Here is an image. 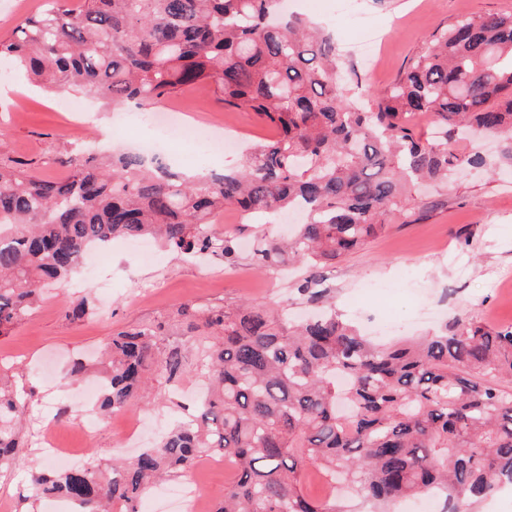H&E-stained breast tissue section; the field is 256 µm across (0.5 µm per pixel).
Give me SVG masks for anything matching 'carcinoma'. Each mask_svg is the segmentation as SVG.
<instances>
[{
  "label": "carcinoma",
  "mask_w": 512,
  "mask_h": 512,
  "mask_svg": "<svg viewBox=\"0 0 512 512\" xmlns=\"http://www.w3.org/2000/svg\"><path fill=\"white\" fill-rule=\"evenodd\" d=\"M282 0H45L0 39V62L47 87L106 106L148 110L209 82L224 108L246 109L276 130L239 167L191 177L137 152L69 159L70 175L38 178L0 161V333L30 315L42 289L68 278L118 238H160L184 254L235 264L236 240L216 231L224 209L252 219L295 206L291 239L263 232L253 258L265 270L305 266L297 293L315 309L246 301L184 309L201 332L200 373L211 391L198 415L111 469L95 464L31 475L30 498L67 499L77 512H138L148 481L183 477L204 453L236 476L215 512H357L303 488L314 467L346 483L377 512L396 498L434 494L445 512H479L512 486V325L455 315L436 332L376 343L336 314L320 269L409 210V186L448 182L458 154L448 137L498 135L512 168V13L465 18L432 37L402 77L364 91L366 111L340 75V52L322 26L280 12ZM432 116L423 141L410 117ZM162 326L119 331L100 408L126 407L147 370L185 371ZM27 401L0 377V472L19 448Z\"/></svg>",
  "instance_id": "obj_1"
}]
</instances>
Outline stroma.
Segmentation results:
<instances>
[{
	"mask_svg": "<svg viewBox=\"0 0 512 512\" xmlns=\"http://www.w3.org/2000/svg\"><path fill=\"white\" fill-rule=\"evenodd\" d=\"M298 14L326 22L341 49L342 75L351 86L381 90L394 84L432 35L469 17L512 13V0H358V18L340 9V0H288ZM380 40L370 61H363L356 42L368 30ZM14 92L0 93V160L30 163L39 177L64 178L67 158L82 145L101 147V131L113 123L112 110L92 105V123L86 143L70 133L74 113L62 111L59 98L10 77ZM156 112H176L182 120L209 126L223 133L232 128L240 147L216 153L200 162L174 147L172 156L186 171L230 166L242 147L272 138L274 130L244 109L225 110L214 86L186 89L178 99H161ZM109 150L132 149V142L111 139ZM412 210L393 214L385 228L359 250L348 253L323 271L333 289L336 309L383 340L423 333L434 326L435 313H462L487 325L512 324V303L503 302L498 286L512 279V180L491 175L488 166H461L447 184L413 190ZM218 231L238 239L237 264L188 258L162 247L152 260H143L122 243L112 245V257L96 274L78 276L76 283L46 290L44 302L31 315L0 336V368L9 371L16 385L33 394L19 431L17 459L0 473V512H48L46 500H31L29 479L41 467L44 455L37 445L42 429H51L57 447L83 454L85 462L110 467L132 457L120 436L132 424L130 415L113 413L85 434L83 422L95 415L94 404H80L76 396L83 382L68 374L73 359H93L98 347L113 332L143 325H162V345L179 346L188 373L179 381H155L134 400L147 414L139 445L153 446L179 421L192 415L205 398V385L196 374L192 335L180 314L235 305L245 300L270 304L291 302L297 313L305 306L295 290L302 278L298 269L276 272L256 269L250 247L257 224L246 222L236 208H226ZM383 286L381 295L365 291L366 282ZM157 286V294L139 298L143 284ZM90 297L98 314L72 320L67 308ZM232 472L200 463L187 478H174L147 490L139 499L140 512H163L164 499L183 481L201 482L212 505H219Z\"/></svg>",
	"mask_w": 512,
	"mask_h": 512,
	"instance_id": "35a3bbf8",
	"label": "stroma"
}]
</instances>
